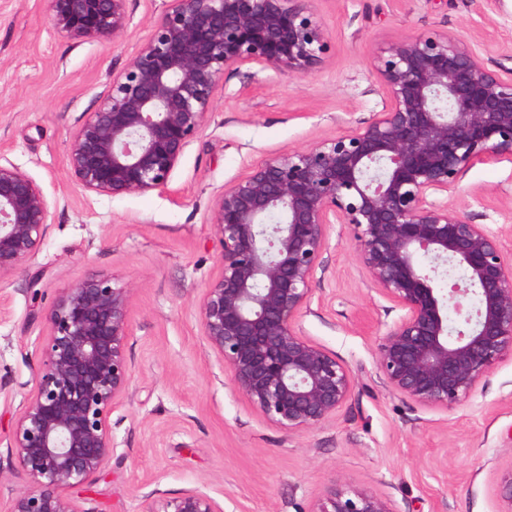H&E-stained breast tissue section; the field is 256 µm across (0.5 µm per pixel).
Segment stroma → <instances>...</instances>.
Here are the masks:
<instances>
[{
  "instance_id": "obj_1",
  "label": "stroma",
  "mask_w": 512,
  "mask_h": 512,
  "mask_svg": "<svg viewBox=\"0 0 512 512\" xmlns=\"http://www.w3.org/2000/svg\"><path fill=\"white\" fill-rule=\"evenodd\" d=\"M328 33L321 69L306 77L229 71L208 120L168 187L88 193L73 178V132L96 111L112 76L149 36L169 0H127L114 40L58 32L49 0H0V159L41 187L50 229L21 272L0 276V505L25 488L7 439L23 383L43 364L45 315L58 291L91 273L130 285V396L111 415L116 450L70 495L82 512H141L143 497L198 489L222 512H314L333 487L387 498L394 512H504L512 468V357L451 410L390 392L376 369L380 337L401 312L362 273L350 228L334 225L325 270L296 317L301 333L343 362L356 388L322 426L289 433L236 392L204 341L199 303L220 270L211 222L225 183L265 159L348 133L382 111L372 53L405 34L448 32L512 51V0H312ZM448 205L499 234L512 256V163H478Z\"/></svg>"
}]
</instances>
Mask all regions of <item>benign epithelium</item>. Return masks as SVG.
<instances>
[{"label":"benign epithelium","instance_id":"7a95c632","mask_svg":"<svg viewBox=\"0 0 512 512\" xmlns=\"http://www.w3.org/2000/svg\"><path fill=\"white\" fill-rule=\"evenodd\" d=\"M50 2L55 28L75 39L108 41L130 23L127 0ZM328 51L310 0H171L73 133L72 176L97 194L162 190L204 127L225 71L254 65L306 77ZM372 66L388 99L381 112L351 133L253 166L212 209L222 253L200 299L204 340L233 388L290 433L322 425L354 392L348 367L294 324L320 282L334 224L350 227L374 290L402 311L377 347L388 390L452 409L512 356V260L496 233L439 199L474 164L512 162V54L491 70L473 42L430 32L380 48ZM49 217L39 185L0 162V275L38 253ZM130 299V288L96 274L58 292L43 367L6 443L28 479L6 512H82L67 491L112 460L109 417L129 395ZM499 492L512 512V468ZM142 512L222 510L188 490L148 494ZM315 512L393 509L371 492L335 489Z\"/></svg>","mask_w":512,"mask_h":512}]
</instances>
